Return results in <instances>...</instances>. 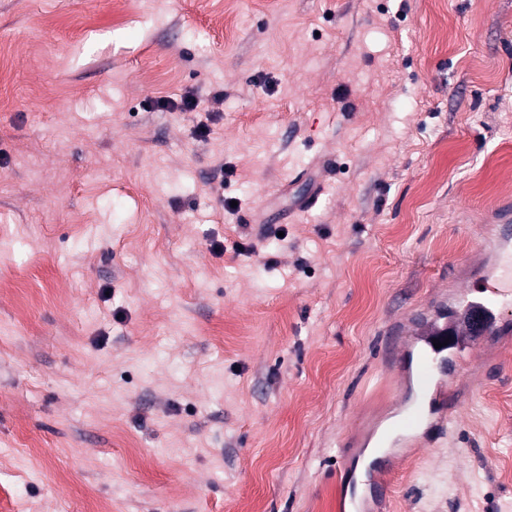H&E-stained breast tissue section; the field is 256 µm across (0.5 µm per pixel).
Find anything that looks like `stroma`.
<instances>
[{"label": "stroma", "mask_w": 512, "mask_h": 512, "mask_svg": "<svg viewBox=\"0 0 512 512\" xmlns=\"http://www.w3.org/2000/svg\"><path fill=\"white\" fill-rule=\"evenodd\" d=\"M124 8L0 0V512H512V316L340 468L512 204V0Z\"/></svg>", "instance_id": "obj_1"}]
</instances>
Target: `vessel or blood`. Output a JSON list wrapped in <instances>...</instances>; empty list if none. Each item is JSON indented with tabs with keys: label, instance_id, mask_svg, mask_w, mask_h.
<instances>
[{
	"label": "vessel or blood",
	"instance_id": "vessel-or-blood-1",
	"mask_svg": "<svg viewBox=\"0 0 512 512\" xmlns=\"http://www.w3.org/2000/svg\"><path fill=\"white\" fill-rule=\"evenodd\" d=\"M481 301L461 310L436 309L416 325L402 347L401 362L408 372L403 391L404 426L414 428L444 412L443 397L465 369V353H473L495 335L512 303V260L486 273L478 284Z\"/></svg>",
	"mask_w": 512,
	"mask_h": 512
}]
</instances>
